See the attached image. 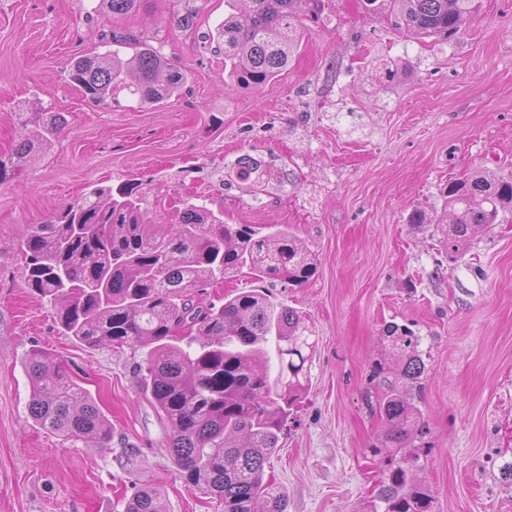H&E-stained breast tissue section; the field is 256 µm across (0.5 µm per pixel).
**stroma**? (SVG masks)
Instances as JSON below:
<instances>
[{
    "instance_id": "35a3bbf8",
    "label": "stroma",
    "mask_w": 512,
    "mask_h": 512,
    "mask_svg": "<svg viewBox=\"0 0 512 512\" xmlns=\"http://www.w3.org/2000/svg\"><path fill=\"white\" fill-rule=\"evenodd\" d=\"M98 4L0 0V155L20 138L18 113L66 118L22 177L0 186V512H124L145 486L163 491L169 512H224L185 487L165 451L167 428L138 382L143 350L63 335L25 284L28 226L123 180L150 188L158 223L201 196L223 205L225 223L263 235L288 227L318 266L302 286L269 289L303 312L314 344L306 394L265 468L288 512H372L388 463L370 451L381 427L366 391L376 361L398 365L385 337L393 323L419 336L428 367V432L402 454L417 457L432 512H512L500 474L512 462V222L475 227L454 259L441 230L408 222L416 207H441L448 180L475 170L512 180V0H482L447 39L419 38L360 0H325L287 70L259 88L231 83L223 49L202 37L223 21L224 0H148L122 23L188 81L159 105L123 90L103 107L69 81L75 58L104 50L113 20ZM190 10L196 27H181ZM246 154L269 166L257 200L236 180ZM35 347L53 350L94 399L111 447L29 424L22 358Z\"/></svg>"
}]
</instances>
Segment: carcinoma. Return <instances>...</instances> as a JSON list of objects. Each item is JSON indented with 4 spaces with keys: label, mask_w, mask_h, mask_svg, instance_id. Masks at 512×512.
I'll return each mask as SVG.
<instances>
[{
    "label": "carcinoma",
    "mask_w": 512,
    "mask_h": 512,
    "mask_svg": "<svg viewBox=\"0 0 512 512\" xmlns=\"http://www.w3.org/2000/svg\"><path fill=\"white\" fill-rule=\"evenodd\" d=\"M145 0H100L121 19ZM300 0H227L230 12L205 40L224 46V70L237 84L259 87L286 70L300 28ZM370 16H389L398 26L426 36H451L479 16L481 0H362ZM108 50L80 57L70 78L83 96L107 106L116 91L129 90L144 105L179 95L187 74L132 30L112 31ZM24 135L0 156V186L29 168L47 147L65 116L22 112ZM264 159L243 155L237 180L258 191ZM450 212L448 255L463 251L479 225L501 224L512 214V181L479 172L448 180L441 189ZM142 184L126 180L94 186L42 224H31L18 244L27 287L54 313L58 329L88 347L146 350L139 382L167 426L165 451L185 485L224 499V512H287L283 491L264 481L265 465L279 434L306 390L305 351L313 348L304 317L273 302L265 288L241 292L224 303L201 297L218 279L248 268L264 282L300 286L317 271L313 257L288 228L257 236L248 226L224 223V210L186 199L170 223L151 219ZM392 372L382 362L370 379L380 387L366 395L383 432L370 451L390 468L378 490L383 512H431L432 496L415 479L400 448L423 437L420 387L426 364L419 338L407 327L387 326ZM275 345L279 367H268ZM22 366L31 380L28 419L65 442L107 448L112 429L93 398L64 372L57 356L35 347ZM126 512H168L162 493L143 487Z\"/></svg>",
    "instance_id": "carcinoma-1"
}]
</instances>
